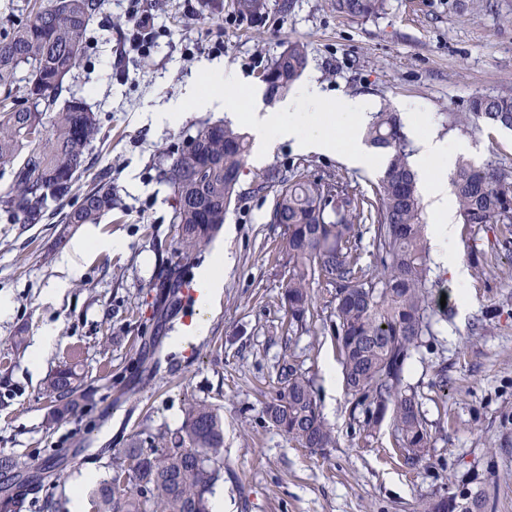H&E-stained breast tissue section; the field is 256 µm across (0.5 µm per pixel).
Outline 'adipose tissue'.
<instances>
[{
	"label": "adipose tissue",
	"mask_w": 512,
	"mask_h": 512,
	"mask_svg": "<svg viewBox=\"0 0 512 512\" xmlns=\"http://www.w3.org/2000/svg\"><path fill=\"white\" fill-rule=\"evenodd\" d=\"M200 80L190 82L183 98L150 108L149 115L154 124L173 127L184 118L186 105H193L196 111L223 110L233 115L250 130L254 142V165H262L268 158L267 146L270 141H290L305 152L329 153L336 147L335 129L348 134V148L345 162L353 167L372 165L374 158L366 150L359 134L372 110V104L363 98H349L341 103L330 102L317 81H309L297 94L291 95L273 110L261 112L246 108L239 80L225 73L223 65L202 62L199 66ZM420 150L414 160V168L421 176L424 192L437 218L433 235L444 253L442 259L453 277L467 281L468 271L458 260L451 245L456 237L457 226L454 211L448 201L447 170L454 160L448 144L433 133L421 130L416 134ZM111 238L95 232H87L77 239L70 251L63 255L61 267L63 276L57 279L49 290L57 295L67 288L71 279L78 277L82 268L78 262L87 249L100 252L112 251Z\"/></svg>",
	"instance_id": "ef3b65f1"
}]
</instances>
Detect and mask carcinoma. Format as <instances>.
Returning a JSON list of instances; mask_svg holds the SVG:
<instances>
[{"mask_svg": "<svg viewBox=\"0 0 512 512\" xmlns=\"http://www.w3.org/2000/svg\"><path fill=\"white\" fill-rule=\"evenodd\" d=\"M385 2L330 0V7L364 19L383 12ZM104 5L105 0H36L26 22L11 25L0 37V174H10L0 190V210L16 224H41L62 209L87 170L99 120L69 79L86 57L88 30ZM234 7L242 20L268 16V0H234ZM307 63L305 44L290 43L263 70L267 93L275 97L287 91ZM448 122L466 130L481 124L512 129V96H475L467 111L448 113ZM366 138L390 153L372 199L335 175L310 179L280 168L263 173L256 190L278 187L272 220L287 225L279 250L290 275L284 293L289 330H303L314 316L312 284L333 288V312L323 330L336 345L345 386L354 395L353 419L369 437L391 418L396 447L408 449L407 460L414 463L427 455L431 432L404 368L423 337L435 335L434 325L448 320V312L432 300L437 280L409 162L412 149L397 113H372ZM248 153L241 133L206 122L181 149L161 157L158 177L173 193L171 223L178 225L182 255L162 268V287L171 301L185 281L182 261L207 248L240 196ZM452 187L460 223L471 229L512 225V170L491 162L462 163ZM110 210L112 184L99 180L63 222L95 224ZM365 229L372 232V270L360 265ZM45 390L55 403V419L84 398L73 368L54 374ZM262 414L301 448L336 447L314 379L289 360L279 365ZM223 466L224 422L212 405L192 401L179 430L126 442L114 477L93 493L92 512H211L210 497ZM125 475L135 488L127 487Z\"/></svg>", "mask_w": 512, "mask_h": 512, "instance_id": "obj_1", "label": "carcinoma"}]
</instances>
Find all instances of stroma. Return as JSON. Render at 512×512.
Wrapping results in <instances>:
<instances>
[{"mask_svg":"<svg viewBox=\"0 0 512 512\" xmlns=\"http://www.w3.org/2000/svg\"><path fill=\"white\" fill-rule=\"evenodd\" d=\"M201 4L140 0L159 30L140 55L124 49L128 0H106L86 62L70 80L98 114L83 182L111 178L114 205L95 229L118 249L88 250L79 259L82 276L52 297L59 260L84 226L11 224L0 212V299L10 305L0 317V490L23 496L21 512H69L70 489L86 472L110 479L127 439L181 428L189 401L202 400L224 418V467L214 490L229 512H421L461 486L482 493L485 512H512V256L498 247L512 230L458 226L453 248L468 265L467 282L446 267L435 270L448 319L405 368L432 434L427 456L411 465L395 448L391 421L364 436L345 385H326L323 364L337 356L323 332L331 288L312 286L314 318L289 332L288 266L277 250L284 227L271 221L276 190H252L264 168L276 166L333 173L370 197L382 167L347 166L340 129L334 153L276 141L265 167L245 165L242 195L214 239L229 258L224 292L204 314L206 334L192 336L185 319L196 301L177 302L164 319L156 314L158 271L179 248L173 195L156 164L201 123L226 115L190 108L165 128L146 116L157 101L180 96L205 60L232 71L255 105L273 107L260 73L299 40L308 53L303 80H316L331 101L362 97L373 111L397 112L405 134L417 124L437 132L456 162L512 167V129L471 134L447 120L472 97L512 96V0H386L382 14L366 19L341 16L328 0H294L286 14L269 0L263 26L240 20L231 0L215 15ZM46 328L55 346L35 366L30 347ZM288 358L313 378L335 447H299L264 421L262 404ZM67 367L88 398L54 421L44 386Z\"/></svg>","mask_w":512,"mask_h":512,"instance_id":"35a3bbf8","label":"stroma"}]
</instances>
